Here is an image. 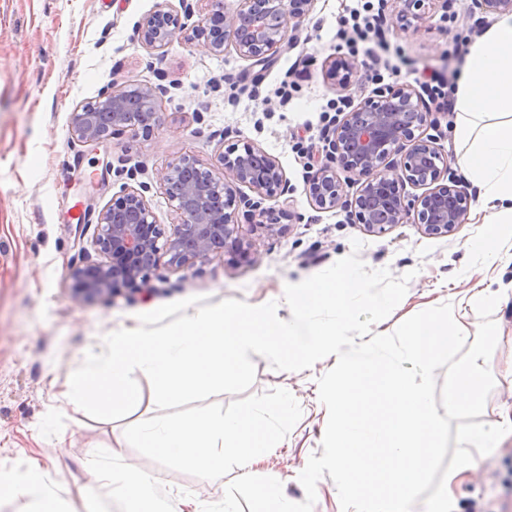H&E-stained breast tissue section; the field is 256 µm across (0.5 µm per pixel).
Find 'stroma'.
Wrapping results in <instances>:
<instances>
[{"mask_svg": "<svg viewBox=\"0 0 512 512\" xmlns=\"http://www.w3.org/2000/svg\"><path fill=\"white\" fill-rule=\"evenodd\" d=\"M160 0H0V473L24 476L39 461L63 500L79 498L88 482L93 448H111L124 430L157 416L155 403L135 415L103 422L84 411H60L58 393L98 350L105 335L137 325L140 314L192 296L215 305L236 299L259 306L276 300L286 285L319 273L352 250L374 270L411 274L407 292L373 332L391 333L408 317L483 290L501 295L492 318L498 341L489 360L495 386L482 422L512 410V238L500 242L503 259L485 266L473 240L485 235L482 192L461 168L453 173L471 197L468 220L448 236H427L401 224L382 235L348 223L343 209L314 208L305 194L307 161L328 128V107L340 95L361 100L382 85L413 83L435 68L458 81V53L495 22L473 0H448L424 18L400 20L391 0H313L290 30L292 46L270 69L253 68L234 49L220 56L174 42L163 59L136 40L135 30ZM383 19L384 41H361L354 26ZM342 54L357 66L346 93L323 77L327 58ZM166 85L170 99L150 136L122 132L93 149L75 144L70 114L112 84ZM252 142L281 163L295 217L285 232H250L255 260L237 265L214 257L182 269L161 262L147 296L134 292L105 302L68 297L71 264L80 262L97 233L100 210L126 184L143 186L156 223L177 221L159 188L166 163L191 152L211 161L223 144ZM252 393L290 391L302 408L282 447L270 451L257 475H280L283 494L306 497L298 476L311 455H322L327 424L317 380L330 370L321 362L278 371L260 356ZM474 467L453 483V512H499V473L512 464V433L500 447L473 450ZM126 465L157 471L158 500L175 506L174 492L189 491L216 502L222 489L208 481L157 467L125 447Z\"/></svg>", "mask_w": 512, "mask_h": 512, "instance_id": "stroma-1", "label": "stroma"}]
</instances>
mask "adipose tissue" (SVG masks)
<instances>
[{
  "label": "adipose tissue",
  "mask_w": 512,
  "mask_h": 512,
  "mask_svg": "<svg viewBox=\"0 0 512 512\" xmlns=\"http://www.w3.org/2000/svg\"><path fill=\"white\" fill-rule=\"evenodd\" d=\"M457 165L483 191L488 231L474 243L488 264L499 260L497 242L512 232V14L501 16L474 44L454 92ZM112 464L90 457V482L81 493L85 512H97L102 499L124 500L128 512H144L159 481L152 472L120 466L122 449L111 451ZM15 512H65L40 467L23 478L0 476V505Z\"/></svg>",
  "instance_id": "ef3b65f1"
}]
</instances>
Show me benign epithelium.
I'll use <instances>...</instances> for the list:
<instances>
[{
    "mask_svg": "<svg viewBox=\"0 0 512 512\" xmlns=\"http://www.w3.org/2000/svg\"><path fill=\"white\" fill-rule=\"evenodd\" d=\"M207 12L193 25L190 0L175 9L167 0L147 15L136 30V40L162 58L177 40L206 53L220 55L231 46L251 65L272 67L290 44L287 24L298 23L313 0H241L229 11L225 0H205ZM400 18L436 0H392ZM485 14H512V0H474ZM356 72V63L341 55L325 62L324 79L332 89L344 90ZM137 95L153 112L146 120L130 111L131 91L112 86L98 99L70 115L72 139L97 147L118 132L130 130L149 136L159 125L169 90L145 85ZM422 94L407 83L386 84L373 95L340 113L317 149L316 168L306 186L315 208L346 209L348 219L372 234H384L399 224H416L427 236H448L466 223L470 196L455 179L450 158L440 144L442 136L425 137L419 131L432 125ZM357 186L350 202L341 200L338 172ZM246 186L254 196L240 191ZM416 193L406 192V187ZM160 189L174 204L177 224L171 233L155 222L142 189L126 185L98 214L92 246L99 259L86 260L68 272L71 300L80 303L108 300L127 287L144 285L161 259L179 268H191L222 255L236 264L254 260L252 244L236 218L264 216L289 191L284 169L276 157L259 145L244 142L218 153L205 163L184 152L167 163Z\"/></svg>",
    "mask_w": 512,
    "mask_h": 512,
    "instance_id": "7a95c632",
    "label": "benign epithelium"
}]
</instances>
